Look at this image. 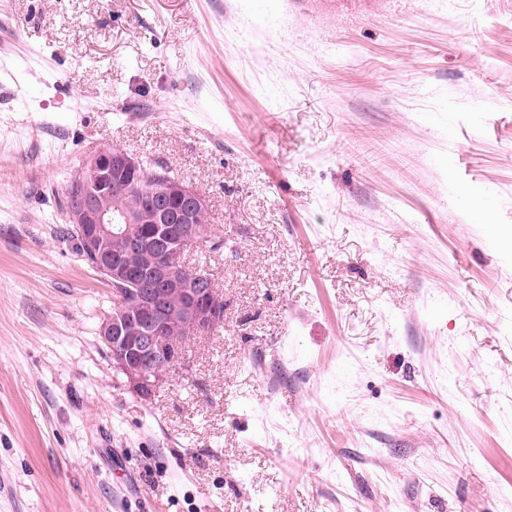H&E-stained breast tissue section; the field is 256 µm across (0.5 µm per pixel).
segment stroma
Listing matches in <instances>:
<instances>
[{"instance_id": "1", "label": "stroma", "mask_w": 512, "mask_h": 512, "mask_svg": "<svg viewBox=\"0 0 512 512\" xmlns=\"http://www.w3.org/2000/svg\"><path fill=\"white\" fill-rule=\"evenodd\" d=\"M0 0V512H512V0ZM114 147L224 298L144 400L62 238Z\"/></svg>"}]
</instances>
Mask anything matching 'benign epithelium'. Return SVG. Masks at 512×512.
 <instances>
[{"instance_id":"1","label":"benign epithelium","mask_w":512,"mask_h":512,"mask_svg":"<svg viewBox=\"0 0 512 512\" xmlns=\"http://www.w3.org/2000/svg\"><path fill=\"white\" fill-rule=\"evenodd\" d=\"M143 170L138 157L120 149L101 150L71 177L64 210L67 223L82 240L85 258L112 285L113 295L135 278L145 283L134 312L103 316L98 335L125 386L146 400L170 370L185 366L182 348L171 341L174 325L208 332L224 314V299L211 290L204 276L193 284L183 281L168 260L173 239L191 238L202 246L208 239L206 228L197 223L207 201L192 186L161 179L162 191L144 198L147 226L137 230L131 224L120 202L138 187ZM114 239L121 240L125 249L112 248ZM130 253L142 258V267L129 263ZM172 292L184 295L177 307L169 304Z\"/></svg>"}]
</instances>
